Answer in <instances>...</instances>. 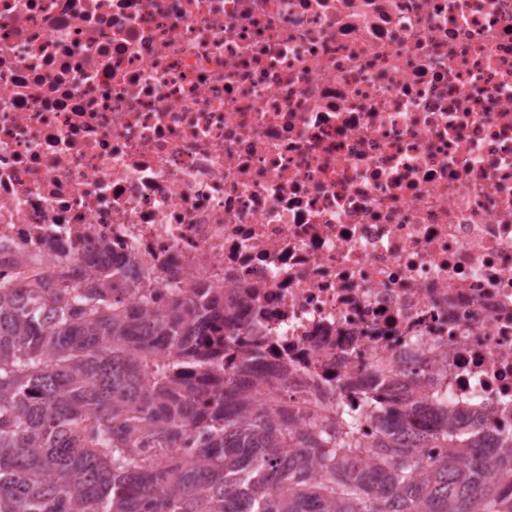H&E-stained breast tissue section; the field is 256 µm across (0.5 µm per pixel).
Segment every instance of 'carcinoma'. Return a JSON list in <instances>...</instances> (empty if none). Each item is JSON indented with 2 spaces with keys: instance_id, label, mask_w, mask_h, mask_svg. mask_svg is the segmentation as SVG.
I'll list each match as a JSON object with an SVG mask.
<instances>
[{
  "instance_id": "obj_1",
  "label": "carcinoma",
  "mask_w": 512,
  "mask_h": 512,
  "mask_svg": "<svg viewBox=\"0 0 512 512\" xmlns=\"http://www.w3.org/2000/svg\"><path fill=\"white\" fill-rule=\"evenodd\" d=\"M75 280H0V512H512V429L453 414L424 387L366 392L379 426L365 466L358 411L290 430L277 397L244 385L256 354L206 378L223 299L198 284L168 301L112 295L122 273L101 243ZM192 464L145 449L184 443Z\"/></svg>"
}]
</instances>
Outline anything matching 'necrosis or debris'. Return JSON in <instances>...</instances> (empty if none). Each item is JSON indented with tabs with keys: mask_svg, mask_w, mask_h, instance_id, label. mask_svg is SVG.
<instances>
[{
	"mask_svg": "<svg viewBox=\"0 0 512 512\" xmlns=\"http://www.w3.org/2000/svg\"><path fill=\"white\" fill-rule=\"evenodd\" d=\"M232 299L284 408L423 366L512 421V0H0V272Z\"/></svg>",
	"mask_w": 512,
	"mask_h": 512,
	"instance_id": "obj_1",
	"label": "necrosis or debris"
}]
</instances>
